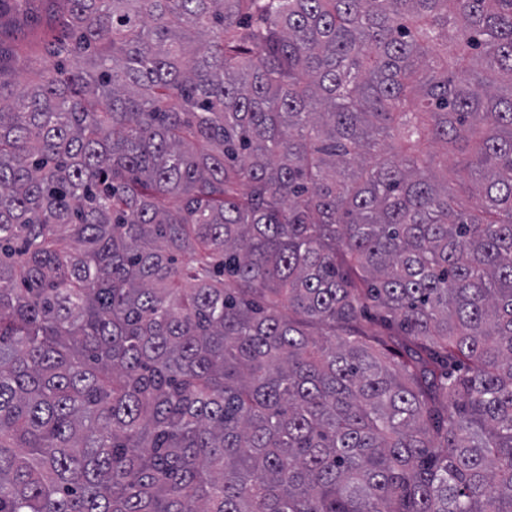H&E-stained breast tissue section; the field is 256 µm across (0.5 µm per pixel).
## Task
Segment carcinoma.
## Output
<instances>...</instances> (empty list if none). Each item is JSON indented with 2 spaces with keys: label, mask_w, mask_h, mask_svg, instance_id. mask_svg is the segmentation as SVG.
I'll return each mask as SVG.
<instances>
[{
  "label": "carcinoma",
  "mask_w": 512,
  "mask_h": 512,
  "mask_svg": "<svg viewBox=\"0 0 512 512\" xmlns=\"http://www.w3.org/2000/svg\"><path fill=\"white\" fill-rule=\"evenodd\" d=\"M47 2L0 512H512V0Z\"/></svg>",
  "instance_id": "obj_1"
}]
</instances>
